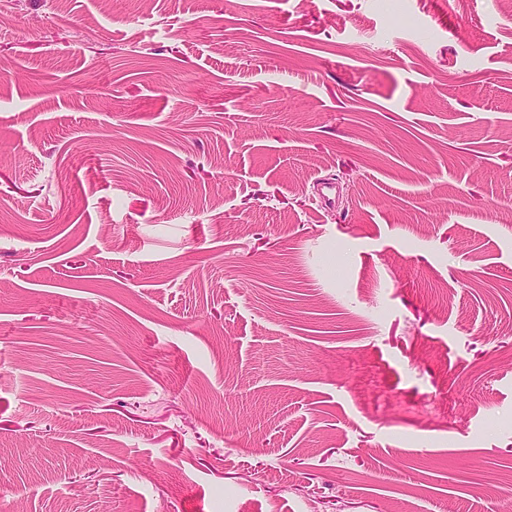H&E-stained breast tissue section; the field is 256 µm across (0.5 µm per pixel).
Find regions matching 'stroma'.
<instances>
[{"mask_svg": "<svg viewBox=\"0 0 512 512\" xmlns=\"http://www.w3.org/2000/svg\"><path fill=\"white\" fill-rule=\"evenodd\" d=\"M511 495L512 0H0V512Z\"/></svg>", "mask_w": 512, "mask_h": 512, "instance_id": "1", "label": "stroma"}]
</instances>
